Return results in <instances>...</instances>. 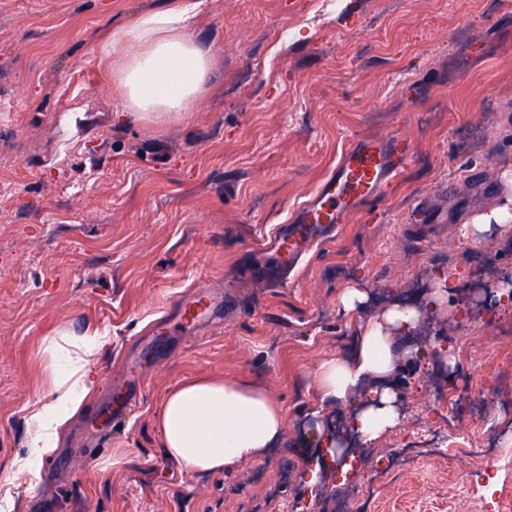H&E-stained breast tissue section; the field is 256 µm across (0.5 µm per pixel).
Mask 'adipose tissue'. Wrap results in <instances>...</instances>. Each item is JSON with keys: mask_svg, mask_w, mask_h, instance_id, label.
<instances>
[{"mask_svg": "<svg viewBox=\"0 0 512 512\" xmlns=\"http://www.w3.org/2000/svg\"><path fill=\"white\" fill-rule=\"evenodd\" d=\"M198 0H169L117 30H105L94 51L121 92L122 111L159 119L191 110L208 90L210 58L188 34ZM416 309L397 305L361 322L345 359L321 361L316 386L322 400L347 401L359 388L372 400L355 414L365 440L400 422L391 380L399 357L394 333L418 323ZM99 332H61L46 338L54 401L34 411L35 445L53 451L62 430L85 405L93 387L87 366L99 349ZM167 458L190 472L231 473L264 457L287 429L284 412L263 387L211 375L183 380L167 392L156 417Z\"/></svg>", "mask_w": 512, "mask_h": 512, "instance_id": "ef3b65f1", "label": "adipose tissue"}]
</instances>
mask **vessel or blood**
Wrapping results in <instances>:
<instances>
[{
  "label": "vessel or blood",
  "mask_w": 512,
  "mask_h": 512,
  "mask_svg": "<svg viewBox=\"0 0 512 512\" xmlns=\"http://www.w3.org/2000/svg\"><path fill=\"white\" fill-rule=\"evenodd\" d=\"M409 155V144L396 135L354 140L290 221L271 237L267 247L270 264L262 280L294 274L309 251L334 237L353 210L381 196ZM229 303L222 290L199 289L174 303L166 318L180 332L195 333L219 317Z\"/></svg>",
  "instance_id": "obj_1"
}]
</instances>
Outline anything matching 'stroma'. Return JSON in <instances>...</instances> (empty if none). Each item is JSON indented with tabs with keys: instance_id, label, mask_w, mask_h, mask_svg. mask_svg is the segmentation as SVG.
I'll return each mask as SVG.
<instances>
[{
	"instance_id": "stroma-1",
	"label": "stroma",
	"mask_w": 512,
	"mask_h": 512,
	"mask_svg": "<svg viewBox=\"0 0 512 512\" xmlns=\"http://www.w3.org/2000/svg\"><path fill=\"white\" fill-rule=\"evenodd\" d=\"M162 0H0V512H285L302 494L301 457L320 409L349 420L365 401L321 404L315 372L343 358L361 321L393 304L419 320L397 336L402 419L372 451L436 421L448 348L473 373L462 402L512 399V314L462 318L475 287L512 271V223L494 249L463 225L512 208V0H205L190 29L210 57V90L180 118L117 119V84L98 36ZM293 29L290 38L283 29ZM401 134L411 157L383 196L313 247L288 282L251 281L262 247L360 137ZM494 185L477 194L475 181ZM455 277L425 307L435 271ZM211 285L237 309L204 335L146 344L166 309ZM368 294L356 313L340 297ZM99 329L97 384L54 451L31 448L27 419L53 400L47 336ZM133 352L137 404L103 403ZM200 374L261 382L288 421L281 445L232 474L198 475L165 457L154 417ZM479 417L452 431L458 452L372 483L370 512H504L512 464L466 455L491 436ZM66 458L61 470L48 462ZM465 480L468 494L448 488Z\"/></svg>"
}]
</instances>
